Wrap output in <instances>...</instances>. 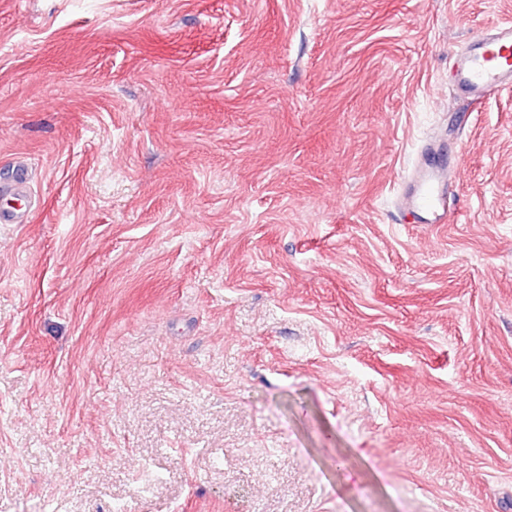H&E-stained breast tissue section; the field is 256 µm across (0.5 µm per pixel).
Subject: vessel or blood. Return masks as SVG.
<instances>
[{
    "mask_svg": "<svg viewBox=\"0 0 512 512\" xmlns=\"http://www.w3.org/2000/svg\"><path fill=\"white\" fill-rule=\"evenodd\" d=\"M448 79L459 98L473 103L512 86V21L497 24L454 55ZM435 153V146L430 144L418 157L411 175L414 190L405 197L404 210L422 223L446 224L458 172L437 161Z\"/></svg>",
    "mask_w": 512,
    "mask_h": 512,
    "instance_id": "b4317fda",
    "label": "vessel or blood"
}]
</instances>
